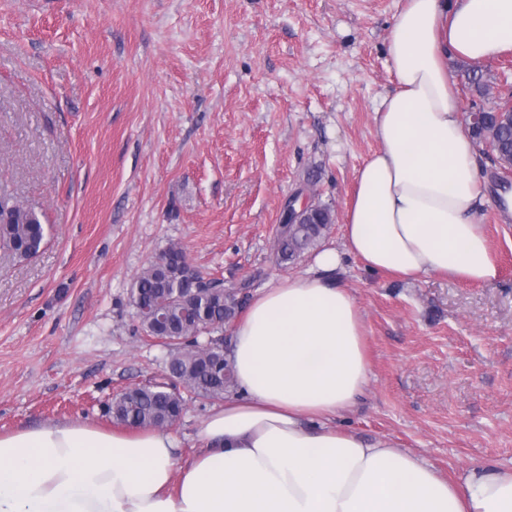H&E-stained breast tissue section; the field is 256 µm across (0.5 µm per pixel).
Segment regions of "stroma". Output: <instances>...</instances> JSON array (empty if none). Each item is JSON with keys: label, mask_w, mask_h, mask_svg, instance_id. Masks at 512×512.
I'll return each instance as SVG.
<instances>
[{"label": "stroma", "mask_w": 512, "mask_h": 512, "mask_svg": "<svg viewBox=\"0 0 512 512\" xmlns=\"http://www.w3.org/2000/svg\"><path fill=\"white\" fill-rule=\"evenodd\" d=\"M403 0H0V194L47 229L40 253L0 249V433L112 428L106 405L157 379L166 351L130 303L171 244L254 295L279 265L281 210L300 189L345 204L377 149L394 87L386 42ZM479 211L499 276L407 282L344 256L371 377L333 422L393 438L443 475L512 467V173L479 151ZM210 402L172 428L177 464Z\"/></svg>", "instance_id": "obj_1"}]
</instances>
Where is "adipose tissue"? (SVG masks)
<instances>
[{
	"label": "adipose tissue",
	"mask_w": 512,
	"mask_h": 512,
	"mask_svg": "<svg viewBox=\"0 0 512 512\" xmlns=\"http://www.w3.org/2000/svg\"><path fill=\"white\" fill-rule=\"evenodd\" d=\"M506 50L512 0H405L388 36L395 88L375 112L379 147L357 172L343 246L250 301L226 350L237 392L203 420L192 459L176 466L159 429L0 433V512H512V468L451 480L393 439L330 423L371 373L362 311L333 277L343 255L410 281L498 277L449 62Z\"/></svg>",
	"instance_id": "adipose-tissue-1"
}]
</instances>
